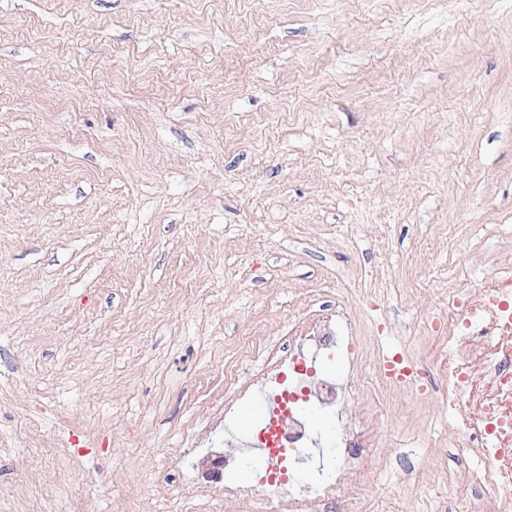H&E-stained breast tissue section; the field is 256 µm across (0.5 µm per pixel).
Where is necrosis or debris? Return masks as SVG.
<instances>
[{"label": "necrosis or debris", "instance_id": "obj_1", "mask_svg": "<svg viewBox=\"0 0 512 512\" xmlns=\"http://www.w3.org/2000/svg\"><path fill=\"white\" fill-rule=\"evenodd\" d=\"M346 325L340 307L333 315L312 314L295 323L282 344L244 343L238 363L253 384L262 387L284 376L290 381L278 392L285 409L275 434L259 432L256 440H269L282 454L306 453L311 425L303 405L332 412L345 398L344 389L330 380H312L308 356L341 348L361 360L363 340L346 333ZM424 326L431 334L447 331L448 364L437 375L412 368L408 386L416 398H441L448 414L444 445L467 447L476 457L461 491L469 512H512V276L495 274L474 288H449L447 313L426 318ZM367 440L368 423L362 419L344 435L340 461L323 462L315 481L289 482L288 498L278 504L283 512H307L314 500H339L345 512H362L367 465L361 450ZM340 464L348 477L344 487L334 477Z\"/></svg>", "mask_w": 512, "mask_h": 512}]
</instances>
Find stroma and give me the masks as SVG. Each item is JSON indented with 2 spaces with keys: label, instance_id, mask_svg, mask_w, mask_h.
<instances>
[{
  "label": "stroma",
  "instance_id": "stroma-1",
  "mask_svg": "<svg viewBox=\"0 0 512 512\" xmlns=\"http://www.w3.org/2000/svg\"><path fill=\"white\" fill-rule=\"evenodd\" d=\"M508 262L512 0H0V512H260L197 450L241 343L340 303L430 370L421 322ZM317 363V452L375 408L366 512L454 501L441 403ZM267 395L218 433L253 480Z\"/></svg>",
  "mask_w": 512,
  "mask_h": 512
}]
</instances>
